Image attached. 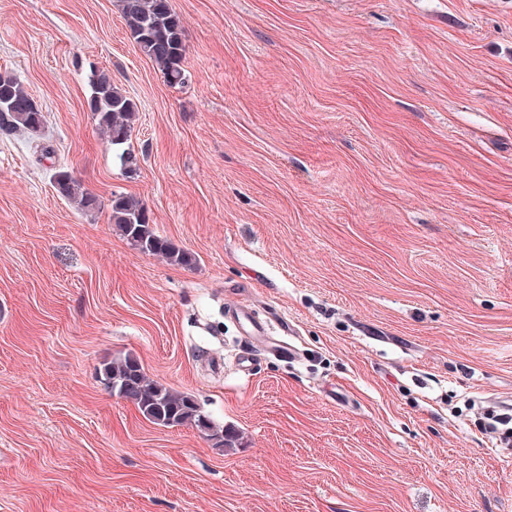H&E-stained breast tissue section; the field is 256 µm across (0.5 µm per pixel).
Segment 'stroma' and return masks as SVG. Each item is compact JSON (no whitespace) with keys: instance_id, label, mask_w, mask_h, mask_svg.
Returning <instances> with one entry per match:
<instances>
[{"instance_id":"stroma-1","label":"stroma","mask_w":512,"mask_h":512,"mask_svg":"<svg viewBox=\"0 0 512 512\" xmlns=\"http://www.w3.org/2000/svg\"><path fill=\"white\" fill-rule=\"evenodd\" d=\"M170 86L120 0H0V512H512V0H171ZM136 102L121 167L91 69ZM102 202L58 197L56 168ZM142 200L175 266L132 246ZM251 301L295 360H236ZM136 357L235 448L98 379ZM0 135H12L26 131L32 137L39 136L45 116L22 83L13 76L0 75ZM110 208L112 223L142 253L165 255L174 265L187 266L192 262L189 253L155 232L148 209L142 201L132 196L115 194L112 195Z\"/></svg>"}]
</instances>
